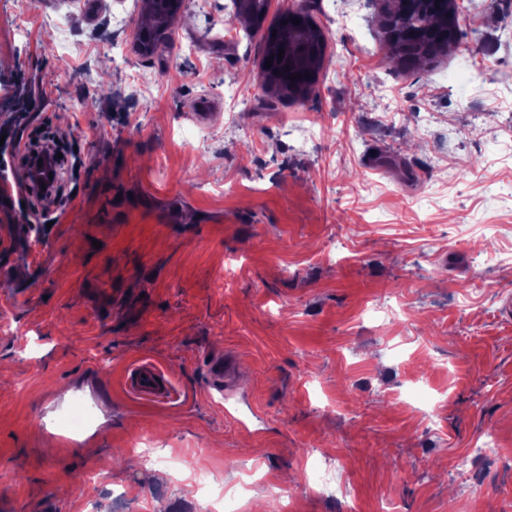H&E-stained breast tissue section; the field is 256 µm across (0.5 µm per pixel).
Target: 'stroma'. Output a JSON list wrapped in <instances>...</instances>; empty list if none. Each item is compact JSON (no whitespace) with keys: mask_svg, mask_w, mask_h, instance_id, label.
I'll use <instances>...</instances> for the list:
<instances>
[{"mask_svg":"<svg viewBox=\"0 0 512 512\" xmlns=\"http://www.w3.org/2000/svg\"><path fill=\"white\" fill-rule=\"evenodd\" d=\"M132 2L0 0V512H204L202 472L241 512H279L266 474L294 512H512V265L476 263L512 248V0H458L484 42L409 74L382 0H306L328 48L294 101L230 0L149 56ZM142 359L174 401L128 396Z\"/></svg>","mask_w":512,"mask_h":512,"instance_id":"1","label":"stroma"}]
</instances>
